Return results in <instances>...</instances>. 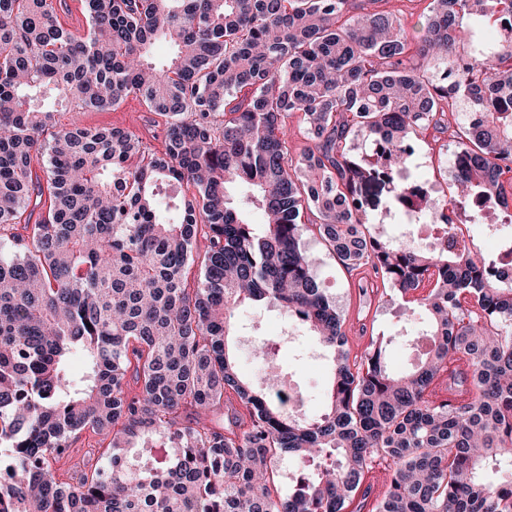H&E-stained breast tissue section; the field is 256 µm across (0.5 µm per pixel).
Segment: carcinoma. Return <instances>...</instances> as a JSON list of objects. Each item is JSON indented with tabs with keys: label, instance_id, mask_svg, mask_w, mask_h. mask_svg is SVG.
<instances>
[{
	"label": "carcinoma",
	"instance_id": "cac0c4a2",
	"mask_svg": "<svg viewBox=\"0 0 512 512\" xmlns=\"http://www.w3.org/2000/svg\"><path fill=\"white\" fill-rule=\"evenodd\" d=\"M88 7L75 36L56 0H0V231L21 230L0 237V512H512V284L452 235L432 252L371 235L363 196L387 190L392 219L408 201L442 213L411 190L410 152L448 132L456 198L512 224V0H430L418 36L362 0ZM130 97L164 119L162 152L115 126L57 127L46 104ZM459 98L480 118L450 124ZM295 113L307 145L293 154ZM358 139L396 167L363 165ZM309 215L346 268L403 297L434 279L408 369L391 371L381 344L350 365L303 243ZM247 302L298 318L333 355L326 413L274 395L280 340L255 344L269 371L242 379L228 336ZM455 361L462 399L429 400ZM84 430L109 447L63 482L54 466ZM275 458L298 470L285 495ZM379 458L387 487L371 504Z\"/></svg>",
	"mask_w": 512,
	"mask_h": 512
}]
</instances>
